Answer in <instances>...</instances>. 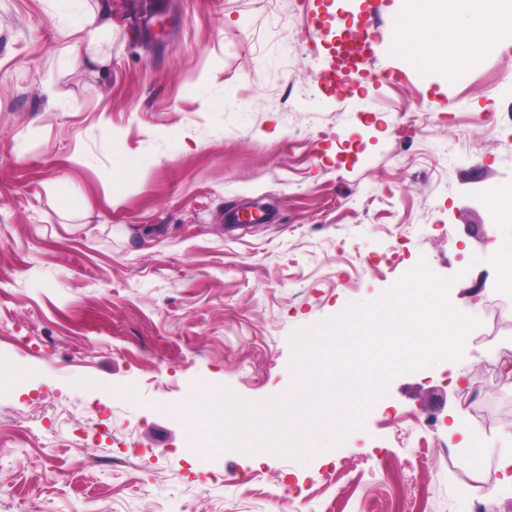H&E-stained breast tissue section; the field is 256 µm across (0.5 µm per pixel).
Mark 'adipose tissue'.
<instances>
[{
	"instance_id": "1",
	"label": "adipose tissue",
	"mask_w": 512,
	"mask_h": 512,
	"mask_svg": "<svg viewBox=\"0 0 512 512\" xmlns=\"http://www.w3.org/2000/svg\"><path fill=\"white\" fill-rule=\"evenodd\" d=\"M61 2L74 18V32L89 34L91 60L105 64L95 37L109 32L111 22L86 10V0ZM511 14L512 0H406L390 48L398 55L425 49L432 65L451 77L478 63L483 47L512 44V27L497 22L499 16Z\"/></svg>"
}]
</instances>
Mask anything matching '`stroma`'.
I'll list each match as a JSON object with an SVG mask.
<instances>
[{"label":"stroma","mask_w":512,"mask_h":512,"mask_svg":"<svg viewBox=\"0 0 512 512\" xmlns=\"http://www.w3.org/2000/svg\"><path fill=\"white\" fill-rule=\"evenodd\" d=\"M102 1L104 70L59 0H0V512H461L475 484L512 512V289L486 233L487 194L512 193V46L449 79L389 49L402 0H162L160 43ZM368 33L336 90L337 35ZM254 208L267 222L234 221ZM421 259L478 325L343 444L206 457L162 413L198 380L284 393L295 330Z\"/></svg>","instance_id":"obj_1"}]
</instances>
